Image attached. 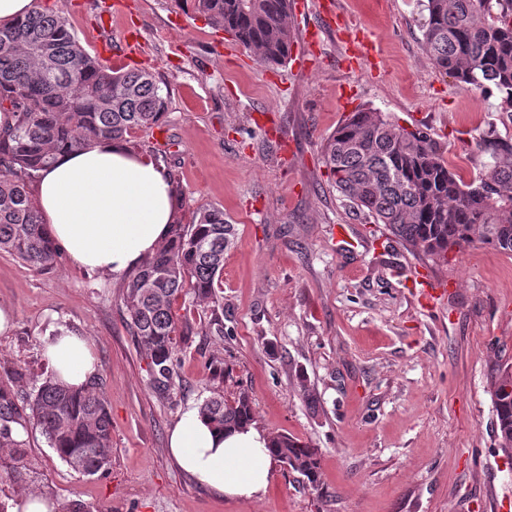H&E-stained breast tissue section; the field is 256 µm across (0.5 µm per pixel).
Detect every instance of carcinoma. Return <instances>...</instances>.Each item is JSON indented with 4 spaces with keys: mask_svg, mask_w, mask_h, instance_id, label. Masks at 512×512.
I'll use <instances>...</instances> for the list:
<instances>
[{
    "mask_svg": "<svg viewBox=\"0 0 512 512\" xmlns=\"http://www.w3.org/2000/svg\"><path fill=\"white\" fill-rule=\"evenodd\" d=\"M199 14L266 65L286 60L295 42L290 0H173ZM423 43L432 63L474 93L492 88L512 107V0H423ZM0 110L15 125L0 131V253L36 269L54 266L58 247L48 235L28 183L60 151L101 140L125 141L160 127L168 110L160 81L141 70L115 71L78 43L53 12L34 10L0 28ZM476 144L489 154L485 171L464 179L445 151L421 129L400 126L373 109L352 113L323 142V163L336 190L382 224L417 254L446 258L479 244L512 256V144L481 133ZM237 239L224 209L203 206L192 223L175 222L171 239L125 283L128 326L145 351L154 388L175 390V361L194 327L179 322L173 304L191 280L193 299L218 303L216 286L224 251ZM512 365H501L492 382L494 435L512 454ZM29 420L72 470L96 475L112 460V418L103 388L73 390L49 375L28 399ZM201 413L226 431L254 423L249 393L228 402L215 393ZM11 393L0 389V448L22 463L26 450L12 438ZM270 453L319 484L320 456L308 442L275 435Z\"/></svg>",
    "mask_w": 512,
    "mask_h": 512,
    "instance_id": "obj_1",
    "label": "carcinoma"
}]
</instances>
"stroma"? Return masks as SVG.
<instances>
[{
  "label": "stroma",
  "instance_id": "obj_1",
  "mask_svg": "<svg viewBox=\"0 0 512 512\" xmlns=\"http://www.w3.org/2000/svg\"><path fill=\"white\" fill-rule=\"evenodd\" d=\"M35 2L115 69L127 63L126 38L138 36L139 66L162 78L168 112L127 147L166 150L180 223L218 206L237 241L224 253L220 309L189 295L174 306L195 333L170 395L153 388L128 330L125 275L87 271L64 254L48 270L0 254V303L16 315L0 338V387L19 416L49 373L43 339L56 325L93 343L112 415V462L94 476L74 472L26 426V465L0 453V512L28 489L90 512H512V455L497 446L490 393L492 373L512 364V256L479 245L444 261L412 254L332 187L321 158L324 139L359 109L427 131L467 179L489 161L475 148L479 133L512 143L500 94L471 95L429 60L417 0H334L377 46V65L358 68L316 0L291 20L295 33L318 30L316 43L296 41L274 67L172 0H125L104 32L96 24L113 0ZM419 270L448 285L429 308L409 288ZM217 318L220 336L208 331ZM20 367L30 373L21 385L12 378ZM243 389L269 435L318 448L319 486L279 463L260 499H230L175 464L169 431L185 408Z\"/></svg>",
  "mask_w": 512,
  "mask_h": 512
}]
</instances>
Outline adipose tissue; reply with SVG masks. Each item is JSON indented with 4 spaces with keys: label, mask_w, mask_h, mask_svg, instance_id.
<instances>
[{
    "label": "adipose tissue",
    "mask_w": 512,
    "mask_h": 512,
    "mask_svg": "<svg viewBox=\"0 0 512 512\" xmlns=\"http://www.w3.org/2000/svg\"><path fill=\"white\" fill-rule=\"evenodd\" d=\"M33 194L55 244L76 264L120 274L142 265L166 242L177 218L174 188L147 156L101 140L57 155L40 171ZM56 380L81 389L99 366L91 342L62 326L43 341ZM269 436L258 426L232 433L187 408L169 431L177 464L205 487L230 498L265 494L276 463Z\"/></svg>",
    "instance_id": "1"
}]
</instances>
